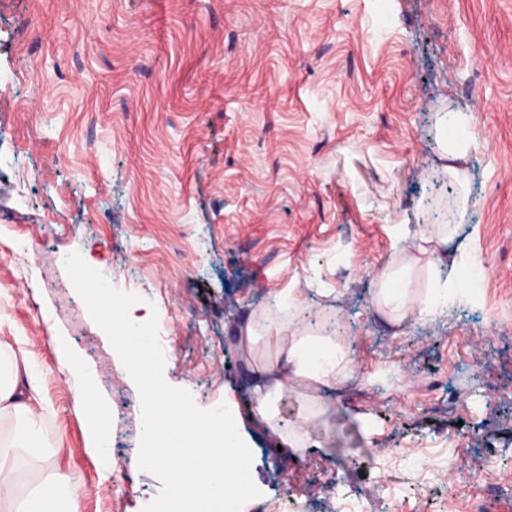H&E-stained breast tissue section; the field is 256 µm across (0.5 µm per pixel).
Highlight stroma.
Masks as SVG:
<instances>
[{
  "label": "stroma",
  "mask_w": 512,
  "mask_h": 512,
  "mask_svg": "<svg viewBox=\"0 0 512 512\" xmlns=\"http://www.w3.org/2000/svg\"><path fill=\"white\" fill-rule=\"evenodd\" d=\"M472 145L443 158L438 118ZM464 170L467 186L449 177ZM457 224L449 259L481 258L479 299L388 326L372 297L423 229ZM93 257L156 312L164 379L212 409L274 359L244 348L276 312L351 346L365 385L298 382L281 431L251 419L261 494L337 512H512V0H0V348L42 380L26 467L81 485L82 512H142L138 389L69 288L59 255ZM64 336L106 403V457L85 452ZM379 449L372 467L369 449ZM488 469L456 468L461 456ZM442 123L448 132L446 154L452 158L464 156L471 143L467 132L466 115L460 112H448L442 117Z\"/></svg>",
  "instance_id": "1"
}]
</instances>
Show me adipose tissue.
Masks as SVG:
<instances>
[{
  "label": "adipose tissue",
  "instance_id": "adipose-tissue-1",
  "mask_svg": "<svg viewBox=\"0 0 512 512\" xmlns=\"http://www.w3.org/2000/svg\"><path fill=\"white\" fill-rule=\"evenodd\" d=\"M476 298V291L463 269L453 264L445 280L435 282L426 290L418 289L410 274L387 276L376 297V309L389 322L399 323L431 314L441 307L467 304ZM268 328L279 336L280 345L274 362L249 374L248 384L253 392L250 413L264 422L271 433L278 435L281 447L302 458L307 454L306 441L280 433L274 415L276 403L287 393L289 380L304 379L311 388L317 389L352 376V359L335 337L313 331L300 333L279 322L269 323ZM57 344L66 366L76 370L81 378L82 389L76 395V402L87 408L86 449L104 455L107 443L102 424L103 407L86 405L87 393L94 387L92 375L65 339H58ZM39 405L40 395L32 372H21L17 356H10L6 375H0V412L9 410L23 416L30 426L10 439H0V508H8L9 512H80V486L65 483L56 474L28 473L31 492L21 499L15 495L19 451L35 447L39 439V431L33 424Z\"/></svg>",
  "mask_w": 512,
  "mask_h": 512
}]
</instances>
